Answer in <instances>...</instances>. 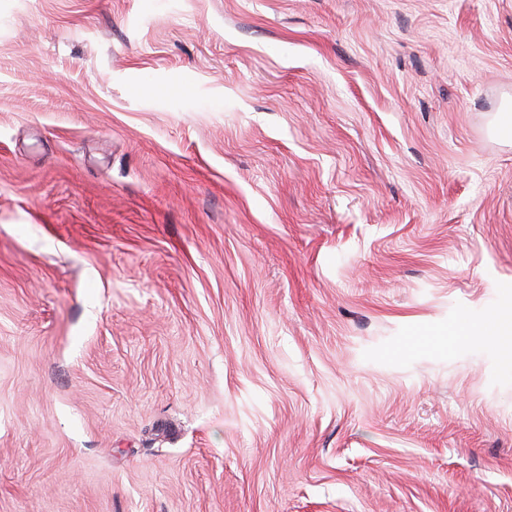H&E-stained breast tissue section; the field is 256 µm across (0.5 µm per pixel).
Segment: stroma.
<instances>
[{"mask_svg":"<svg viewBox=\"0 0 512 512\" xmlns=\"http://www.w3.org/2000/svg\"><path fill=\"white\" fill-rule=\"evenodd\" d=\"M512 0H0V512H512Z\"/></svg>","mask_w":512,"mask_h":512,"instance_id":"stroma-1","label":"stroma"}]
</instances>
